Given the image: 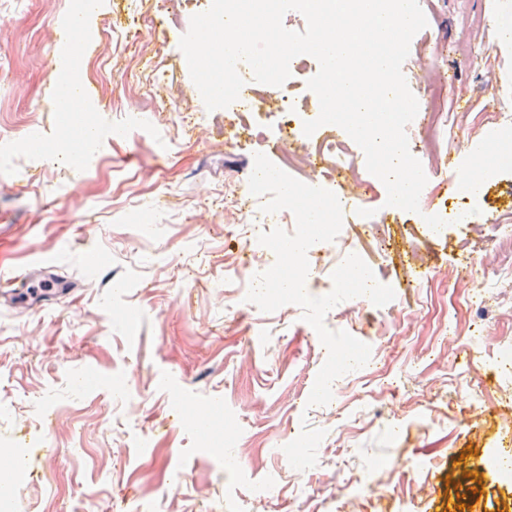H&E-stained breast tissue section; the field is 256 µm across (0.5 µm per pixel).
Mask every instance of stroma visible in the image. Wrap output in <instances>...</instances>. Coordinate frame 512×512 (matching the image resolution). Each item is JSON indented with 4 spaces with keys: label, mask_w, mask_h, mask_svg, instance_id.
I'll return each instance as SVG.
<instances>
[{
    "label": "stroma",
    "mask_w": 512,
    "mask_h": 512,
    "mask_svg": "<svg viewBox=\"0 0 512 512\" xmlns=\"http://www.w3.org/2000/svg\"><path fill=\"white\" fill-rule=\"evenodd\" d=\"M483 5L434 0L403 64L412 93L454 113L475 149L479 102L512 94V44L495 28L468 33L481 61L456 51L459 18ZM207 9L97 0L82 57L106 79L84 87L94 142L77 163L58 148L71 0H0V251L19 272L47 255L74 286L39 310L0 299V442L25 468L22 512H512L493 464L512 442V368L495 360L512 349V281L482 284L497 263L489 222L437 234L385 213L384 184L355 157L362 177L345 192L377 220L346 210L343 239L397 298L328 312L329 329L370 346L369 368L308 407L327 352L301 308L260 313L222 285L275 262L247 250L238 206L254 154L278 164L289 145L243 133L235 107L207 111L179 47ZM419 54L448 73L442 101ZM215 403L219 444L184 416ZM306 426L326 435L297 471L282 448Z\"/></svg>",
    "instance_id": "obj_1"
}]
</instances>
